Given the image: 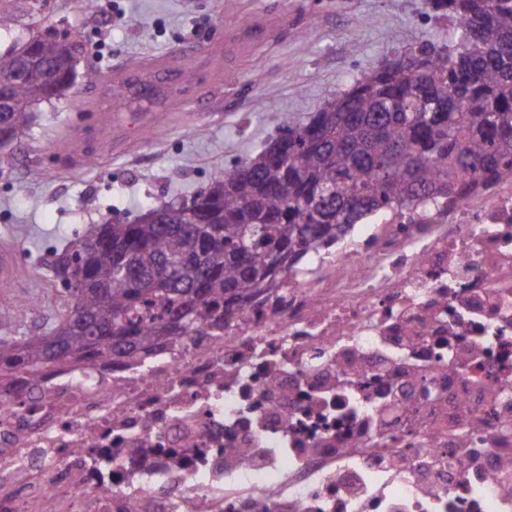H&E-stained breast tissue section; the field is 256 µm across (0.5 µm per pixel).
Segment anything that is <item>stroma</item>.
Segmentation results:
<instances>
[{
	"instance_id": "obj_1",
	"label": "stroma",
	"mask_w": 512,
	"mask_h": 512,
	"mask_svg": "<svg viewBox=\"0 0 512 512\" xmlns=\"http://www.w3.org/2000/svg\"><path fill=\"white\" fill-rule=\"evenodd\" d=\"M450 25L424 0H97L91 14L78 0H0L1 55L50 26L83 45L72 86L34 106L0 153V242L17 250L18 295L42 300L17 327L46 328L62 308L45 253L79 244L103 220L132 222L204 190L278 135L273 114L308 119L365 72L439 44ZM152 59L168 65L126 99L86 78ZM108 113L126 137L104 152L96 117ZM75 126L93 166L69 161L62 140Z\"/></svg>"
}]
</instances>
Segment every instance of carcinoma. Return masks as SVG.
I'll return each mask as SVG.
<instances>
[{"label": "carcinoma", "instance_id": "carcinoma-1", "mask_svg": "<svg viewBox=\"0 0 512 512\" xmlns=\"http://www.w3.org/2000/svg\"><path fill=\"white\" fill-rule=\"evenodd\" d=\"M453 19L444 42L370 71L304 121L272 116L274 146L213 178L160 221L106 220L49 269L68 301L47 330L0 320V379L72 360L148 355L217 325L304 255L388 211L413 217L512 181V0H425ZM80 44L47 32L0 56V133L69 85Z\"/></svg>", "mask_w": 512, "mask_h": 512}]
</instances>
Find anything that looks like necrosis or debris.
I'll use <instances>...</instances> for the list:
<instances>
[{
    "label": "necrosis or debris",
    "instance_id": "4bbe7bcc",
    "mask_svg": "<svg viewBox=\"0 0 512 512\" xmlns=\"http://www.w3.org/2000/svg\"><path fill=\"white\" fill-rule=\"evenodd\" d=\"M512 182L223 327L0 387V512H512Z\"/></svg>",
    "mask_w": 512,
    "mask_h": 512
}]
</instances>
